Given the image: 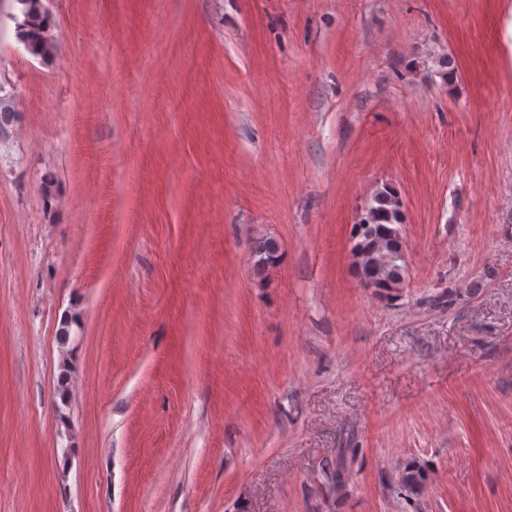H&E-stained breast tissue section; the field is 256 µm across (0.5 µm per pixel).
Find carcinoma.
<instances>
[{
	"label": "carcinoma",
	"instance_id": "carcinoma-1",
	"mask_svg": "<svg viewBox=\"0 0 512 512\" xmlns=\"http://www.w3.org/2000/svg\"><path fill=\"white\" fill-rule=\"evenodd\" d=\"M23 20L17 23L16 38L33 56L43 60L52 58L56 52V43L50 34L51 18L43 0H17ZM19 117L15 107L14 95L0 87V140L6 137L10 127ZM403 221L401 202L395 192L389 188L378 191L372 203L361 216L353 249L371 252L380 244L392 255L387 266L381 270L370 264L367 259L354 264L360 280L367 281L383 298L396 297L398 283L405 279L407 267L404 261L393 256L401 246L399 224ZM277 244L268 239L257 247L258 267L274 263L277 258ZM71 377L67 365H62L56 383V412L60 421H68L65 409L70 404ZM424 476L422 470L414 464H408L399 472V484L413 492L422 488Z\"/></svg>",
	"mask_w": 512,
	"mask_h": 512
}]
</instances>
